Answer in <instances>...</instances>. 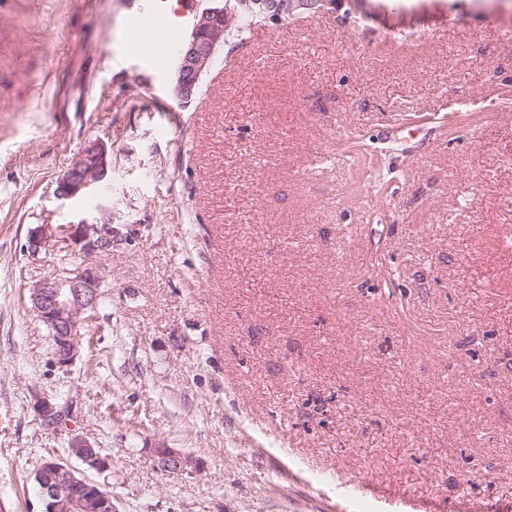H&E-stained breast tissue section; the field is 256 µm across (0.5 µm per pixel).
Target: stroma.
I'll return each mask as SVG.
<instances>
[{
    "label": "stroma",
    "instance_id": "1",
    "mask_svg": "<svg viewBox=\"0 0 512 512\" xmlns=\"http://www.w3.org/2000/svg\"><path fill=\"white\" fill-rule=\"evenodd\" d=\"M208 4L0 0V512H44L74 434L114 512H512V0L258 23L185 104ZM160 9L159 71L126 34ZM95 140L109 180L58 198ZM102 217L107 286L62 368L29 289ZM33 409L41 422L49 427L55 426L62 416L61 410L58 409L57 405L45 396H38L35 399ZM70 459L75 458L91 468L104 470L108 467V461L96 452L93 444L80 435H71L69 440ZM152 457L158 468L177 476L191 472L193 467L192 460L177 448H156Z\"/></svg>",
    "mask_w": 512,
    "mask_h": 512
}]
</instances>
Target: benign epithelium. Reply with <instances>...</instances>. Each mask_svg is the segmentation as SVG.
<instances>
[{
	"instance_id": "1",
	"label": "benign epithelium",
	"mask_w": 512,
	"mask_h": 512,
	"mask_svg": "<svg viewBox=\"0 0 512 512\" xmlns=\"http://www.w3.org/2000/svg\"><path fill=\"white\" fill-rule=\"evenodd\" d=\"M241 5L256 11L262 20L281 21L284 12L309 9L308 0H243ZM230 8L215 0L194 17L191 31L177 55L175 96L184 103L197 94L202 74L210 66L216 51L224 46V15ZM109 155L103 142L97 140L82 148L69 168L56 181L55 194L72 198L91 189L108 173ZM69 237L78 255L88 263L76 269L53 272L32 285L30 299L38 320L49 330L56 363L69 366L75 360L83 340L84 323L92 319L106 279L102 268L90 262L94 257L112 254V224L105 221L80 222L68 226ZM47 232L34 228L29 232L27 252L34 257L48 246ZM33 409L41 422L55 426L61 410L48 397L39 396ZM68 452L88 466L104 470L108 461L96 452L93 444L80 435H72ZM154 464L165 472L182 475L193 467L192 460L177 448H156ZM45 512H112V493L103 485L82 475L67 460L48 459L38 470Z\"/></svg>"
}]
</instances>
